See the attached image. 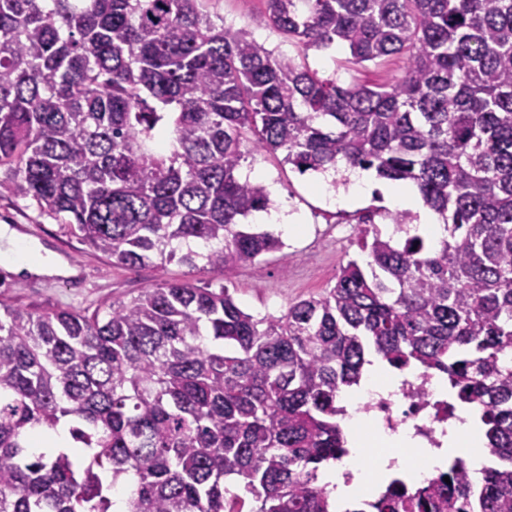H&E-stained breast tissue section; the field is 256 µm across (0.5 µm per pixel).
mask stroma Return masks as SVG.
Listing matches in <instances>:
<instances>
[{
    "label": "stroma",
    "instance_id": "obj_1",
    "mask_svg": "<svg viewBox=\"0 0 512 512\" xmlns=\"http://www.w3.org/2000/svg\"><path fill=\"white\" fill-rule=\"evenodd\" d=\"M225 22L248 28L254 36L293 56L297 50L262 21V0H222ZM240 177L264 182L273 201H286L305 224L304 232L285 240L283 251L221 274L171 263L162 268H129L111 263L102 253L70 238L59 224L40 215L36 204L0 196V225L25 226L23 241L53 253L74 268L73 276L12 273L0 265V300L34 310L70 308L94 313L115 300H130L162 280H189L199 286H227L236 301L253 314L277 315L287 304L315 297L336 282L342 265L357 256L355 212L383 204L380 194L339 205L311 187L312 174L284 164L281 153H262L247 160Z\"/></svg>",
    "mask_w": 512,
    "mask_h": 512
}]
</instances>
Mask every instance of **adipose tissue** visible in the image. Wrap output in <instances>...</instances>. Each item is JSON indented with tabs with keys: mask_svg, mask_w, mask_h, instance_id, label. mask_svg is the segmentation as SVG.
<instances>
[{
	"mask_svg": "<svg viewBox=\"0 0 512 512\" xmlns=\"http://www.w3.org/2000/svg\"><path fill=\"white\" fill-rule=\"evenodd\" d=\"M373 191L381 193L392 206L417 214L418 232L432 236L441 234L438 215L425 206L422 198L414 190L379 178L372 171L359 168L350 171L347 192L343 199L348 202L358 195ZM364 421L363 415L355 414L342 422L352 451V480H344L340 471L335 469L327 470L324 474L325 480L335 487L333 496L338 503L355 505L364 496L366 489L371 487V475L375 472L384 479L414 468L427 473L443 466L448 458L462 451L469 454L472 474H479L485 465L483 436L474 413H461L459 420L449 426L448 434L443 439L444 446L440 449L420 447L418 440L413 439L410 434H402L400 442L403 447L415 449L416 454L411 458L398 456L396 463L393 464L384 459L374 465L363 459L362 447L365 437L361 426Z\"/></svg>",
	"mask_w": 512,
	"mask_h": 512,
	"instance_id": "1",
	"label": "adipose tissue"
}]
</instances>
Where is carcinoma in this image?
<instances>
[{
	"instance_id": "1",
	"label": "carcinoma",
	"mask_w": 512,
	"mask_h": 512,
	"mask_svg": "<svg viewBox=\"0 0 512 512\" xmlns=\"http://www.w3.org/2000/svg\"><path fill=\"white\" fill-rule=\"evenodd\" d=\"M219 0H0V190L129 268L226 272L282 251L244 220L272 205L250 155L299 173L414 184L434 242L359 217L363 258L318 297L258 317L230 289L163 281L103 313L0 303V512H332L341 394L369 357L448 377L477 402L490 465L394 481L354 512H512V0H264L334 77L224 23ZM64 426L72 444L43 448ZM349 51L341 44L329 48L310 50L305 59L309 68L317 70L320 75H335L340 82H347L355 72L347 62ZM402 65L403 63L399 60L382 63L377 66L368 63L367 69L363 70L359 76L373 82L390 80L400 75Z\"/></svg>"
}]
</instances>
